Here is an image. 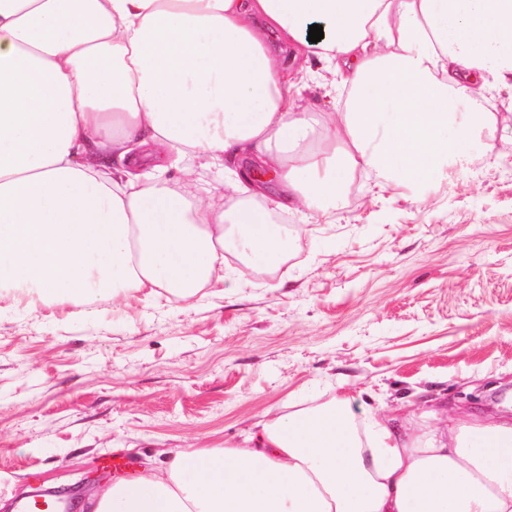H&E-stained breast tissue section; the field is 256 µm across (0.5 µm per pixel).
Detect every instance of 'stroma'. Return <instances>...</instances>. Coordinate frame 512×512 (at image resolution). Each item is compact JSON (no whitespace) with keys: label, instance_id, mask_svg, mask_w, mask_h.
Masks as SVG:
<instances>
[{"label":"stroma","instance_id":"obj_1","mask_svg":"<svg viewBox=\"0 0 512 512\" xmlns=\"http://www.w3.org/2000/svg\"><path fill=\"white\" fill-rule=\"evenodd\" d=\"M288 66L302 105L327 110L318 58ZM487 144L475 139L468 165L417 200L357 174L319 219L288 211L277 258L227 259L223 286L187 299L129 289L46 306L0 293V512L76 485L85 512L164 450L220 447L267 412L344 393L356 421L512 419V149L496 157ZM184 168L199 195L236 204L190 155L169 184Z\"/></svg>","mask_w":512,"mask_h":512}]
</instances>
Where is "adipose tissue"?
<instances>
[{"mask_svg": "<svg viewBox=\"0 0 512 512\" xmlns=\"http://www.w3.org/2000/svg\"><path fill=\"white\" fill-rule=\"evenodd\" d=\"M324 37L308 40L311 25ZM319 54L310 112L268 49ZM512 87V0H0V289L31 304L224 282V252L281 249L268 213L335 206L356 171L416 187L465 165ZM247 163L224 210L162 181L164 159ZM152 163L142 188L135 165ZM237 227L235 235L225 224ZM351 398L265 414L240 444L177 452L93 512H512V423L408 431Z\"/></svg>", "mask_w": 512, "mask_h": 512, "instance_id": "ef3b65f1", "label": "adipose tissue"}]
</instances>
